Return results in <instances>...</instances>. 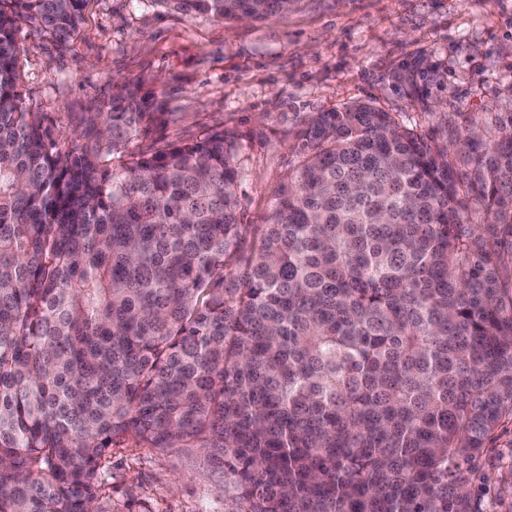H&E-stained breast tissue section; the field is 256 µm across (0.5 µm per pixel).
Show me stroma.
<instances>
[{
	"label": "stroma",
	"instance_id": "1",
	"mask_svg": "<svg viewBox=\"0 0 512 512\" xmlns=\"http://www.w3.org/2000/svg\"><path fill=\"white\" fill-rule=\"evenodd\" d=\"M20 91L64 130L131 85L169 112L162 142L224 129L240 146L238 217L259 224L294 160L305 116L355 101L416 125L456 151L469 132L498 136L512 108V0H303L283 18L218 23L157 0H87L64 45L22 30ZM475 482L476 512H512V423L498 428ZM117 512H224V476L192 449L132 444L103 462Z\"/></svg>",
	"mask_w": 512,
	"mask_h": 512
}]
</instances>
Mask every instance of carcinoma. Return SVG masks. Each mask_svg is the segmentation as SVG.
<instances>
[{"mask_svg":"<svg viewBox=\"0 0 512 512\" xmlns=\"http://www.w3.org/2000/svg\"><path fill=\"white\" fill-rule=\"evenodd\" d=\"M86 2L0 0V512H109L126 441L219 461L228 512H474L512 420V112L459 160L367 103L313 112L240 224L224 131L161 145L130 89L70 134L25 106L17 22L66 43Z\"/></svg>","mask_w":512,"mask_h":512,"instance_id":"1","label":"carcinoma"}]
</instances>
